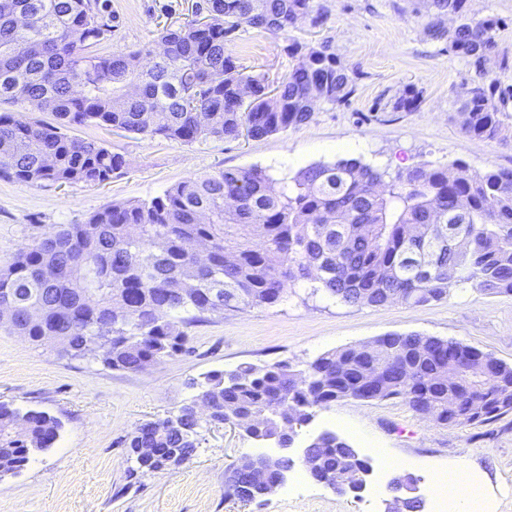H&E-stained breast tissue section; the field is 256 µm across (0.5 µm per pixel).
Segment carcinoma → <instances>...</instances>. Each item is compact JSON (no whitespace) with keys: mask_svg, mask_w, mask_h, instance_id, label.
I'll return each instance as SVG.
<instances>
[{"mask_svg":"<svg viewBox=\"0 0 512 512\" xmlns=\"http://www.w3.org/2000/svg\"><path fill=\"white\" fill-rule=\"evenodd\" d=\"M313 0H200L191 15L158 30L163 52L152 65L146 46L104 56L94 47L111 32L109 0H0V103L50 112L60 125L0 113V176L37 184H101L125 157L61 127L91 124L192 144L253 139L306 123L315 102L349 100L352 79L327 43L304 46L292 32ZM426 29L457 56L482 64L496 49L495 18L464 15L465 0H431ZM448 13L461 16L452 31ZM243 26L289 41L299 62L269 89L262 72H246L227 38ZM493 95L463 92L462 134L494 139L502 131ZM459 219L464 248H444L421 272L410 258L435 242L448 214ZM211 246L206 265L193 245ZM310 295L350 305H425L472 283L488 295L512 294V169L471 172L463 165L383 174L357 159L314 164L275 177L259 167L219 169L181 181L149 201L113 204L84 224H64L34 240L0 269V299L10 298L6 330L39 343L55 337L58 353L138 372L184 350L183 327L228 307L283 300L299 281ZM224 307L210 302L211 291ZM92 298L87 303L86 297ZM384 367L370 384L367 369ZM219 421L250 435H276L283 421L307 424L313 411L354 398H400L427 404L443 425L482 424L512 413V365L459 341L392 334L368 345L327 352L304 370L286 361L213 371L192 381ZM454 401L448 407V401ZM192 403L143 424L127 448H152L150 471L198 447ZM62 424L46 411L0 403V477L57 441ZM304 462L309 472L350 481L368 466L344 438L330 433ZM292 469L295 460L244 457L224 477L248 501L240 478L255 466Z\"/></svg>","mask_w":512,"mask_h":512,"instance_id":"obj_1","label":"carcinoma"}]
</instances>
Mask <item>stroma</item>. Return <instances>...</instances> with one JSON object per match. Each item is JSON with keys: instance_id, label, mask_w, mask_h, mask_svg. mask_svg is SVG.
Masks as SVG:
<instances>
[{"instance_id": "stroma-1", "label": "stroma", "mask_w": 512, "mask_h": 512, "mask_svg": "<svg viewBox=\"0 0 512 512\" xmlns=\"http://www.w3.org/2000/svg\"><path fill=\"white\" fill-rule=\"evenodd\" d=\"M195 0H111L114 27L98 47L120 55L153 45L163 26L182 21ZM324 21L303 19L296 38L330 42L354 81L348 103H317L312 119L264 138L208 139L193 144L113 132L74 129L125 156L128 165L107 182L59 186L0 178V268L32 240L63 224H82L112 204L148 200L188 178L224 168L254 166L279 173L337 160L328 144H356V158L395 174L420 166L445 169L461 161L471 170L512 169V101L495 140L467 138L458 92L474 86L512 87V0H467V14L499 19L497 47L482 67L448 52L425 29L428 0H314ZM240 65L281 81L295 67L286 43L241 27L229 45ZM419 93L418 108L394 102ZM183 352L138 372L113 370L81 358L59 357L0 330V403L43 410L62 423L53 448L35 454L18 474L0 478V512H384L390 481L402 473L421 479L424 512H442L435 470L467 458L469 475L488 489L484 512H512V413L471 426H444L399 399H345L318 409L301 440L329 430L368 459L372 473L357 495L340 494L295 466L284 486L263 502L227 496L224 473L270 444L245 438L233 426L204 424L191 460L176 469L139 472L124 440L142 424L187 403L189 383L212 371L286 360L305 368L318 356L371 343L393 333L460 341L512 364V295H487L473 285L423 306H358L298 295L274 305L225 309L188 326Z\"/></svg>"}]
</instances>
